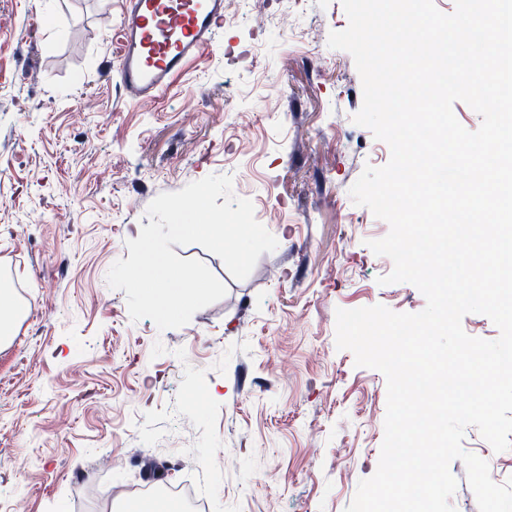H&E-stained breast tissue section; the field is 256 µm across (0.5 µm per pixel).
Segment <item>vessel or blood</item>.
<instances>
[{
  "instance_id": "vessel-or-blood-1",
  "label": "vessel or blood",
  "mask_w": 512,
  "mask_h": 512,
  "mask_svg": "<svg viewBox=\"0 0 512 512\" xmlns=\"http://www.w3.org/2000/svg\"><path fill=\"white\" fill-rule=\"evenodd\" d=\"M224 30V0H125L117 83L128 99H152Z\"/></svg>"
}]
</instances>
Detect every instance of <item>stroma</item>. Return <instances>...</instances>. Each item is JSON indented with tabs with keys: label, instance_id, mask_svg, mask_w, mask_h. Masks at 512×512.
Masks as SVG:
<instances>
[{
	"label": "stroma",
	"instance_id": "stroma-1",
	"mask_svg": "<svg viewBox=\"0 0 512 512\" xmlns=\"http://www.w3.org/2000/svg\"><path fill=\"white\" fill-rule=\"evenodd\" d=\"M124 0H0V284L26 306L0 344V500L26 512H110L142 456L192 477L208 512H346L377 469L384 375L338 349L337 309L421 311L370 241L388 224L355 205L391 150L354 123L362 83L330 48L341 0H245L224 36L159 97L121 93ZM209 175L278 246L180 328L132 321L107 273L152 200ZM220 398H211L212 387ZM465 451L512 477L475 427ZM112 495H101L104 482Z\"/></svg>",
	"mask_w": 512,
	"mask_h": 512
}]
</instances>
